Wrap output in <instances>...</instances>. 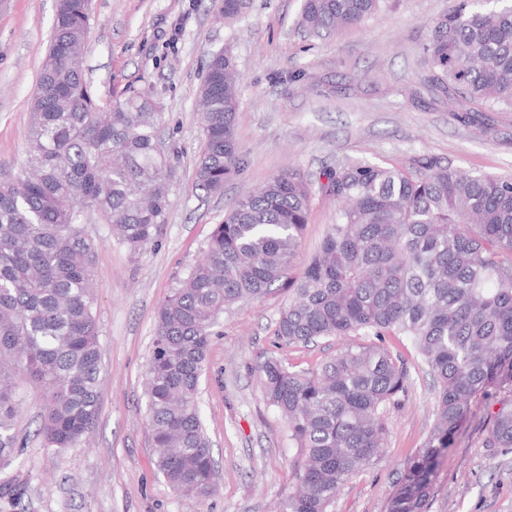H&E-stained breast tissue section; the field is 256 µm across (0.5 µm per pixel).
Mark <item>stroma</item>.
Instances as JSON below:
<instances>
[{
  "instance_id": "obj_1",
  "label": "stroma",
  "mask_w": 512,
  "mask_h": 512,
  "mask_svg": "<svg viewBox=\"0 0 512 512\" xmlns=\"http://www.w3.org/2000/svg\"><path fill=\"white\" fill-rule=\"evenodd\" d=\"M222 0H93L86 75L101 97L153 90L175 178L166 224L140 255L92 225L97 243L93 310L101 372L95 424L79 447H43L34 430L43 396L23 389L16 425L26 442L0 483L19 499L0 512H277L298 450L281 413L262 398L259 366L275 356L310 370L340 341L278 342L274 329L299 276L336 221L334 200L314 195L296 256L260 299L220 317L200 380L201 415L215 459V488L202 504L180 497L157 473L143 379L156 312L200 257L228 204L285 170L304 175L347 161L415 166L433 158L478 174L512 175V112H476L461 122L428 87L422 54L437 19L455 0H380L362 23L317 37L301 25L303 0H250L238 18ZM55 0H0V168L25 159L30 105L47 51ZM231 55L241 74L235 135L247 156L221 195L198 189L203 143L196 98L211 54ZM402 357L411 385L388 415L387 452L345 485L334 512H387L404 464L434 421L435 383L402 336L384 340ZM512 398L479 399L432 481L427 512H512V452L485 445L493 411Z\"/></svg>"
}]
</instances>
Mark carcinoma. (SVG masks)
I'll return each mask as SVG.
<instances>
[{"mask_svg":"<svg viewBox=\"0 0 512 512\" xmlns=\"http://www.w3.org/2000/svg\"><path fill=\"white\" fill-rule=\"evenodd\" d=\"M380 0H303L314 36L356 25ZM457 0L423 48L435 87L459 119L512 112V4L479 10ZM250 0H222L232 19ZM92 0H57L31 104L26 160L0 171V469L23 448L20 386L43 394L37 435L47 448L80 445L99 408L101 352L93 312L92 223L138 255L167 222L176 147L159 145L161 113L146 92L103 99L86 78ZM239 74L212 55L200 87L204 142L199 188L220 194L245 165L235 137ZM336 200L319 250L290 286L274 335L285 343L365 336L317 368L273 356L262 394L300 450L279 512H332L341 488L384 452L388 413L409 387L383 345L406 336L437 384L435 419L405 464L388 512H424L431 478L476 399L512 391V176L349 162L305 177L285 170L232 201L200 258L157 312L145 371L155 466L177 493L214 491L199 381L224 310L280 281L308 223L312 192ZM486 446L512 450V400L491 416Z\"/></svg>","mask_w":512,"mask_h":512,"instance_id":"carcinoma-1","label":"carcinoma"}]
</instances>
